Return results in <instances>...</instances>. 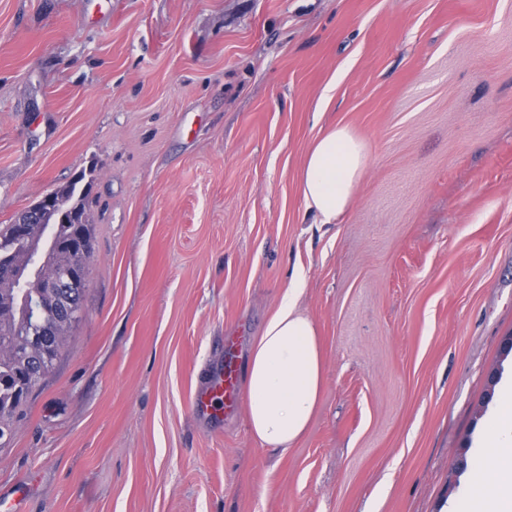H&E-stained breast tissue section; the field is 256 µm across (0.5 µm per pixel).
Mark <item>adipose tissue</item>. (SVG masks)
Returning a JSON list of instances; mask_svg holds the SVG:
<instances>
[{
  "mask_svg": "<svg viewBox=\"0 0 512 512\" xmlns=\"http://www.w3.org/2000/svg\"><path fill=\"white\" fill-rule=\"evenodd\" d=\"M366 144L345 127L316 141L301 177L304 202L316 223L345 215L368 164ZM322 357L312 321L286 295L254 343L244 391L251 431L262 445L287 450L307 429L322 390ZM472 478L448 512H512V378L475 443Z\"/></svg>",
  "mask_w": 512,
  "mask_h": 512,
  "instance_id": "1",
  "label": "adipose tissue"
}]
</instances>
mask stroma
<instances>
[{"label":"stroma","instance_id":"1","mask_svg":"<svg viewBox=\"0 0 512 512\" xmlns=\"http://www.w3.org/2000/svg\"><path fill=\"white\" fill-rule=\"evenodd\" d=\"M346 126L336 224L301 175ZM93 172L80 312L14 435L23 512H448L512 374V0H0V224ZM323 390L287 451L245 369L294 270ZM368 159L365 142L347 127H335L316 141L301 177L302 196L316 224L341 220ZM237 383V371L226 365L223 373L212 374L208 382L195 393L194 407L205 412L212 406L213 401L223 398L224 406L233 405L237 400Z\"/></svg>","mask_w":512,"mask_h":512}]
</instances>
